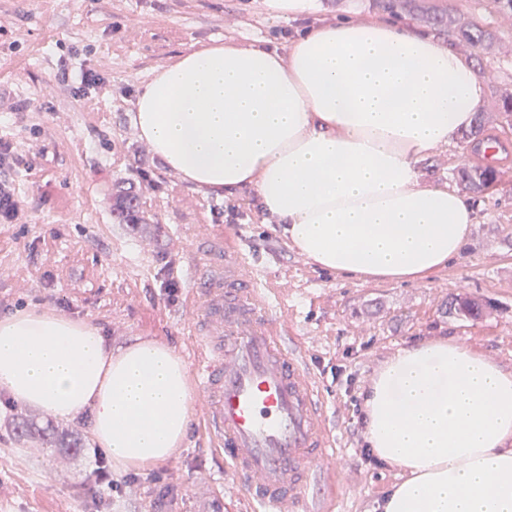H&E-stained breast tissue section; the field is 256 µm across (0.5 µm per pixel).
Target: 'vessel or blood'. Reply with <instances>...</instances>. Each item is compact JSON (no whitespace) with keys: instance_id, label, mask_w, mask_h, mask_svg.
Returning <instances> with one entry per match:
<instances>
[{"instance_id":"obj_1","label":"vessel or blood","mask_w":512,"mask_h":512,"mask_svg":"<svg viewBox=\"0 0 512 512\" xmlns=\"http://www.w3.org/2000/svg\"><path fill=\"white\" fill-rule=\"evenodd\" d=\"M194 295L193 362L204 424L251 512H302L315 476L335 460L337 439L299 341L288 340L235 234L214 241ZM224 496L199 487L190 512H219Z\"/></svg>"}]
</instances>
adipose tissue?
<instances>
[{"label":"adipose tissue","mask_w":512,"mask_h":512,"mask_svg":"<svg viewBox=\"0 0 512 512\" xmlns=\"http://www.w3.org/2000/svg\"><path fill=\"white\" fill-rule=\"evenodd\" d=\"M456 48L382 19L304 26L285 46L214 40L155 69L133 122L197 188L244 186L307 260L407 283L450 264L475 211L421 180L483 106ZM0 389L62 419L91 414L122 466L166 460L186 436L187 366L137 342L117 357L85 323L28 310L0 319ZM365 440L403 472L382 512H512V370L451 340L385 360L363 398Z\"/></svg>","instance_id":"adipose-tissue-1"}]
</instances>
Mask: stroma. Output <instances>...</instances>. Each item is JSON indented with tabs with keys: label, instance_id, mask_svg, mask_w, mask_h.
Returning <instances> with one entry per match:
<instances>
[{
	"label": "stroma",
	"instance_id": "35a3bbf8",
	"mask_svg": "<svg viewBox=\"0 0 512 512\" xmlns=\"http://www.w3.org/2000/svg\"><path fill=\"white\" fill-rule=\"evenodd\" d=\"M309 19L269 0H0V140L25 158L11 174L22 212L0 223V298L65 316L103 336L112 355L154 342L193 359L195 273L213 239L238 233L249 264L301 338L338 437L340 479L312 485L321 512H377L397 467L365 459L360 395L398 348L451 338L512 370V124L499 114L512 92V13L495 0H412L394 20L447 39L430 14L452 8L497 35L485 56L487 132L504 147L498 183L476 195L477 222L460 256L418 282H364L301 256L272 216L241 188L216 196L182 181L155 156L132 120L142 84L161 65L214 39L281 44L305 21L378 15L375 0H314ZM98 82L80 89L82 73ZM482 160L467 140L422 160L429 185L457 188L455 171ZM138 190V230L118 223L120 181ZM177 281L176 298L165 287ZM487 302L481 319L450 313L453 298ZM98 444L89 416L57 418L0 390V512H171L199 478L226 490L224 457L192 407L171 456L113 492L92 471ZM183 481L171 486L170 471Z\"/></svg>",
	"mask_w": 512,
	"mask_h": 512
}]
</instances>
